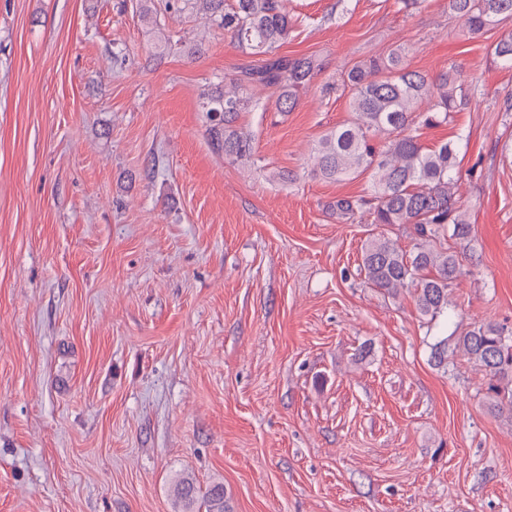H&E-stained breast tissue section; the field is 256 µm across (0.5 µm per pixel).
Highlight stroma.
I'll use <instances>...</instances> for the list:
<instances>
[{"instance_id": "stroma-1", "label": "stroma", "mask_w": 512, "mask_h": 512, "mask_svg": "<svg viewBox=\"0 0 512 512\" xmlns=\"http://www.w3.org/2000/svg\"><path fill=\"white\" fill-rule=\"evenodd\" d=\"M286 3L281 54L322 68L289 112L252 88L250 162L213 148L201 94L263 58L208 14L0 0V512H181L185 477L229 512H512V419L463 353L429 358L512 328V68L488 54L512 21ZM399 45L475 89L421 135L455 148L473 227L447 320L366 283L369 239L416 243L333 211L369 175L312 171L344 73Z\"/></svg>"}]
</instances>
